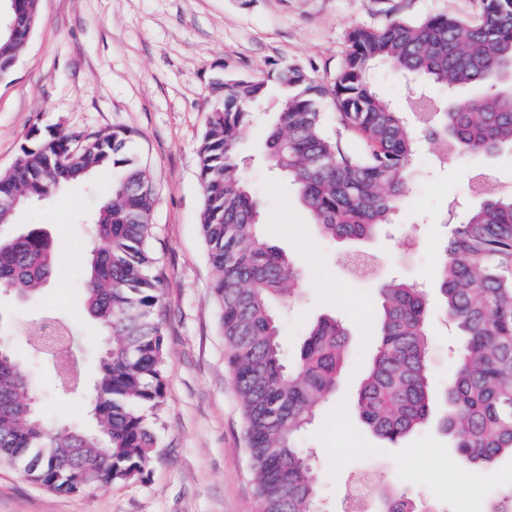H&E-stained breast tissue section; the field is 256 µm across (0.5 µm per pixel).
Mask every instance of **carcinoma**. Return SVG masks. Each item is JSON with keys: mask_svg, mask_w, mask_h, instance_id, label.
<instances>
[{"mask_svg": "<svg viewBox=\"0 0 512 512\" xmlns=\"http://www.w3.org/2000/svg\"><path fill=\"white\" fill-rule=\"evenodd\" d=\"M15 2L14 28L0 30V78L13 72L39 19V0ZM481 2L476 20L440 13L354 29L328 84L286 64L264 78L215 81L224 98L211 110L198 146L201 226L258 512H318L317 476L297 437L336 393L348 330L341 319L323 316L297 361H284L275 305L295 298L300 274L260 233L261 205L238 162L241 131L268 83L277 84L267 162L296 188L324 237L373 239L392 223L408 191L418 146L413 128L450 152L476 158L512 148V0ZM379 63L448 92V103L422 94L410 111H396L371 81ZM326 98L336 109L334 136L320 111ZM30 138L12 170L0 174V226L13 223L26 203L95 170L112 171L89 225L94 246L85 278L86 309L110 335L92 387L94 433L48 427L11 346H0V461L18 465L50 491L81 494L138 479L158 447L149 412L164 399L167 347L151 249L156 194L149 171L125 151L124 129L77 146L63 133ZM349 138L358 149L348 146ZM478 195L481 202L448 239L438 286L442 315L461 340L447 386L437 393L432 383L426 294L403 281H384L375 351L355 410L368 431L390 445L434 423L458 460L483 472L512 457V191L498 187ZM54 261V243L40 230L0 237V293H37ZM375 491L377 512H419L396 487L377 485Z\"/></svg>", "mask_w": 512, "mask_h": 512, "instance_id": "obj_1", "label": "carcinoma"}]
</instances>
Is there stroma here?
<instances>
[{"label":"stroma","instance_id":"obj_1","mask_svg":"<svg viewBox=\"0 0 512 512\" xmlns=\"http://www.w3.org/2000/svg\"><path fill=\"white\" fill-rule=\"evenodd\" d=\"M480 8V0H40L30 42L12 74L0 79V173L18 161L31 131L129 130L127 150L147 166L157 195L153 249L168 369L165 399L155 412L158 446L143 477L57 495L0 463V512H256L200 227L197 146L218 101L212 83L223 74L261 77L280 63L328 83L356 27L438 13L474 20ZM276 110L272 98L257 106L241 132L239 155L243 176L262 202L264 237L302 274L300 295L280 320L283 356L293 359L320 316H339L349 330L340 388L301 436L319 475L322 512H341L346 483L369 468L421 512H479L512 490L511 457L484 474L469 473L432 426L386 446L359 422L354 401L375 348L379 280L398 277L435 294L451 230L480 201L472 188L477 167L512 188V149L483 161L458 153L439 164L434 144L421 140L395 222L369 247L379 268L365 281L349 275L339 245L316 232L296 193L259 162ZM93 187L74 184L18 209L13 230L40 228L54 239L55 273L34 298L0 299V334L10 336L22 373L38 383L42 417L55 427L87 425L82 398L104 349L103 327L84 311ZM46 317L67 322L76 340V392H65L51 361L32 352ZM457 358L456 336L434 319L435 388L444 387Z\"/></svg>","mask_w":512,"mask_h":512}]
</instances>
